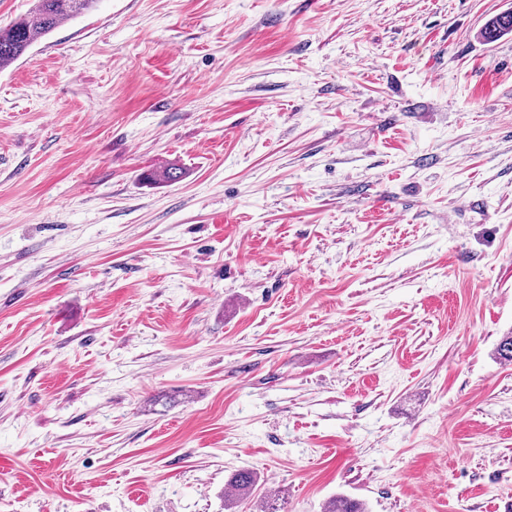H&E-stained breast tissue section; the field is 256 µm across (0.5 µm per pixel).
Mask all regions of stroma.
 <instances>
[{
    "mask_svg": "<svg viewBox=\"0 0 512 512\" xmlns=\"http://www.w3.org/2000/svg\"><path fill=\"white\" fill-rule=\"evenodd\" d=\"M505 11L100 0L0 69V512H512ZM509 33H512V11L487 20L480 30V37L487 44H491ZM257 482V474L250 470H239L227 480V485L233 487L234 493L224 497V509L235 512L238 503L247 498Z\"/></svg>",
    "mask_w": 512,
    "mask_h": 512,
    "instance_id": "obj_1",
    "label": "stroma"
}]
</instances>
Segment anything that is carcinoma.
<instances>
[{
    "label": "carcinoma",
    "mask_w": 512,
    "mask_h": 512,
    "mask_svg": "<svg viewBox=\"0 0 512 512\" xmlns=\"http://www.w3.org/2000/svg\"><path fill=\"white\" fill-rule=\"evenodd\" d=\"M99 0H36L31 12L8 27L0 28V68L21 58L39 39L50 34L62 23L75 19L94 9ZM512 33V11L487 20L480 37L488 44ZM183 176L182 168L175 164L157 167L144 174L150 182H175ZM257 482V474L239 470L227 480L234 493L224 497L226 512H234L238 503L247 498ZM327 512H366L363 505L345 496L329 501Z\"/></svg>",
    "instance_id": "1"
}]
</instances>
